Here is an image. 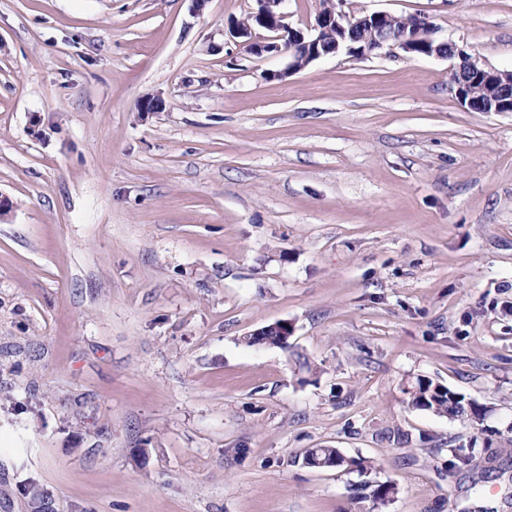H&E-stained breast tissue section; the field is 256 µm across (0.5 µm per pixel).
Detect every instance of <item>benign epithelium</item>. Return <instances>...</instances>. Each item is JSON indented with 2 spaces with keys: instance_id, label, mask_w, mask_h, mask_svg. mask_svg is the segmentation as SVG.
<instances>
[{
  "instance_id": "obj_1",
  "label": "benign epithelium",
  "mask_w": 512,
  "mask_h": 512,
  "mask_svg": "<svg viewBox=\"0 0 512 512\" xmlns=\"http://www.w3.org/2000/svg\"><path fill=\"white\" fill-rule=\"evenodd\" d=\"M249 12L253 23H235L233 37L244 39L249 53L288 57V67L278 76H287L305 68L312 61L345 49L356 57L369 56L385 48L397 47L406 54L457 57L460 63L449 72L448 89L457 102L469 111L512 112V70L489 67L455 48L452 43L436 42L434 26L425 16L417 15L411 32H396L388 26L390 14L374 12L365 16L342 10L334 0H324L311 31L294 28L286 22L285 0H253ZM480 82L487 91L476 104L469 93L470 81Z\"/></svg>"
}]
</instances>
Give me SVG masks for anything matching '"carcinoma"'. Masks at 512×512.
I'll list each match as a JSON object with an SVG mask.
<instances>
[{
	"label": "carcinoma",
	"mask_w": 512,
	"mask_h": 512,
	"mask_svg": "<svg viewBox=\"0 0 512 512\" xmlns=\"http://www.w3.org/2000/svg\"><path fill=\"white\" fill-rule=\"evenodd\" d=\"M244 342L248 345H266L273 347L282 346V337L269 331L262 336H246ZM405 393L409 396L410 404L420 410L430 411L438 415H446L448 418L462 423L475 425L485 419L490 412V407L479 404L465 394L455 391L426 377H418L408 383ZM453 463L467 464L478 454L475 444L458 445L449 449ZM304 457L312 462L336 459L337 466L346 469L366 470L363 461L346 458L337 448H309Z\"/></svg>",
	"instance_id": "carcinoma-1"
}]
</instances>
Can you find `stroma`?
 <instances>
[{"label": "stroma", "instance_id": "1", "mask_svg": "<svg viewBox=\"0 0 512 512\" xmlns=\"http://www.w3.org/2000/svg\"><path fill=\"white\" fill-rule=\"evenodd\" d=\"M251 5L0 0V512H512V112L398 49L278 78ZM344 9L512 70V0ZM271 327H280L281 329V335L278 336L277 333L273 332L272 330L265 333L264 336H259L262 333V329H257L253 331V333L249 334L248 336H244V342L248 345H266V346H273V347H281L282 345V337L285 336L283 343L288 345V339L290 336H292V332L288 328V322L287 321H278L271 325ZM404 390L413 407L447 415L449 419L469 425L480 423L491 411L487 405L479 404L465 394L426 377H417L408 382ZM334 456H336V468L344 467L346 469L357 468L359 471L366 470V467L363 465V461L345 458L337 448L324 447L307 449L304 454V461L305 458L309 457L313 462L312 464H315L317 461L331 460Z\"/></svg>", "mask_w": 512, "mask_h": 512}]
</instances>
